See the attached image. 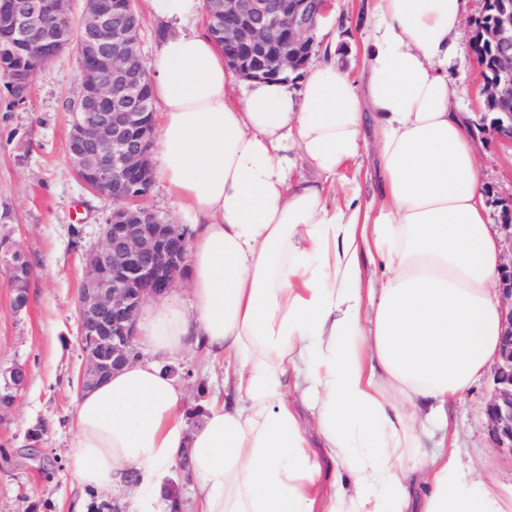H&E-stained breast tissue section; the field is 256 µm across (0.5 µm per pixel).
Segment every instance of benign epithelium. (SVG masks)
<instances>
[{"instance_id": "7a95c632", "label": "benign epithelium", "mask_w": 512, "mask_h": 512, "mask_svg": "<svg viewBox=\"0 0 512 512\" xmlns=\"http://www.w3.org/2000/svg\"><path fill=\"white\" fill-rule=\"evenodd\" d=\"M70 0H0V44L27 52L25 60L47 64L73 51L80 63L82 94L71 112L69 166L90 191L112 201L100 240L84 256V279L76 306L83 354L79 389L94 385L130 360L143 302L176 287L188 261L187 230L143 206V186L153 184L150 162L155 125L150 116L149 77L141 66V27L118 25L129 3L83 0L78 23ZM332 0H205V19L224 15V59L242 78H276L309 64V40ZM497 50V74L484 97L512 100V10L502 9L483 30ZM0 74L23 99L29 81L17 56H0ZM507 263L497 290L502 336L484 414L489 441L512 452V216L501 214ZM27 373L0 368V387L20 391Z\"/></svg>"}]
</instances>
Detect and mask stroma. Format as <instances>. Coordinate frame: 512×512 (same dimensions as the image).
Returning a JSON list of instances; mask_svg holds the SVG:
<instances>
[{
    "instance_id": "obj_1",
    "label": "stroma",
    "mask_w": 512,
    "mask_h": 512,
    "mask_svg": "<svg viewBox=\"0 0 512 512\" xmlns=\"http://www.w3.org/2000/svg\"><path fill=\"white\" fill-rule=\"evenodd\" d=\"M370 0H333L336 22L321 27L318 42L336 47V63L362 83L361 50L372 32ZM463 51L450 72L452 102L479 121L483 77L472 47V24H463ZM82 87L73 53L38 70L24 100L0 79V252L18 250L34 267L28 305L13 306V290L0 272V366L23 365L28 379L13 407L0 416V512H72L86 493L68 469L77 377L82 366L76 302L83 280L84 250L99 241V228L112 210L72 174L67 155L69 105ZM375 130L365 125V147L355 161L358 202L377 195ZM480 175L492 218L512 206V145L489 131L475 133ZM190 370L186 420L211 394L210 363L186 353L178 362ZM491 377L475 383L454 408L461 447L475 464L503 481L512 480V452L491 447L483 413Z\"/></svg>"
}]
</instances>
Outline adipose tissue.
Listing matches in <instances>:
<instances>
[{"instance_id": "obj_1", "label": "adipose tissue", "mask_w": 512, "mask_h": 512, "mask_svg": "<svg viewBox=\"0 0 512 512\" xmlns=\"http://www.w3.org/2000/svg\"><path fill=\"white\" fill-rule=\"evenodd\" d=\"M146 2L173 28L146 65L151 167L188 231V293L148 299L146 359L76 397L73 479L181 512L167 480L187 448L194 512H512L450 422L496 362L505 261L450 103L467 0H373L364 84L327 45L296 91L242 83L206 30L181 32L205 0ZM368 122L383 203L364 210L337 198ZM193 350L224 379L191 430L169 366Z\"/></svg>"}]
</instances>
